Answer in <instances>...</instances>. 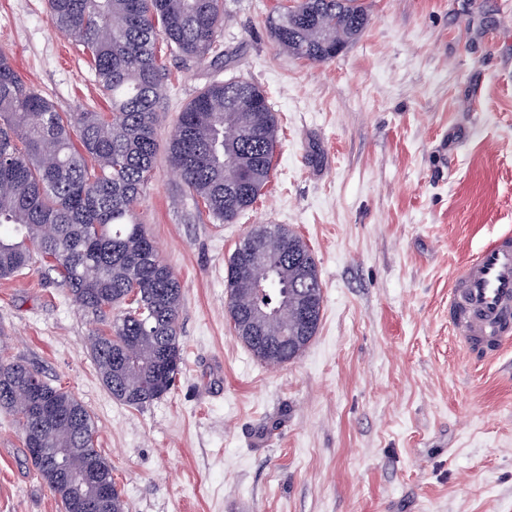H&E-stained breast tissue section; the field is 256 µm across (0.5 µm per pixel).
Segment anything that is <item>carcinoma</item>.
I'll return each instance as SVG.
<instances>
[{"label":"carcinoma","mask_w":512,"mask_h":512,"mask_svg":"<svg viewBox=\"0 0 512 512\" xmlns=\"http://www.w3.org/2000/svg\"><path fill=\"white\" fill-rule=\"evenodd\" d=\"M48 20L80 43L107 112H59L0 50V278L39 257L86 312L112 311L109 333L89 338L100 380L114 399L141 408L182 374V289L134 211L158 153L155 126L165 95L158 44L217 61L224 0H47ZM369 23L358 0H294L269 19L279 50L311 63L336 57ZM278 120L262 89L245 80L205 87L182 110L166 159L208 214L234 222L261 196L273 169ZM227 310L239 340L260 361L285 364L317 333L322 286L314 254L275 224L239 241L226 275ZM51 393L61 417L37 428L14 397L31 385ZM0 410L12 413L23 447L64 450L79 468L112 463L95 448L94 420L71 393L25 363L0 357ZM37 477L66 504L71 488L49 465Z\"/></svg>","instance_id":"carcinoma-1"}]
</instances>
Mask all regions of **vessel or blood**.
Instances as JSON below:
<instances>
[{
	"instance_id": "vessel-or-blood-1",
	"label": "vessel or blood",
	"mask_w": 512,
	"mask_h": 512,
	"mask_svg": "<svg viewBox=\"0 0 512 512\" xmlns=\"http://www.w3.org/2000/svg\"><path fill=\"white\" fill-rule=\"evenodd\" d=\"M448 323L468 352L497 354L512 339V234L486 244L455 276Z\"/></svg>"
}]
</instances>
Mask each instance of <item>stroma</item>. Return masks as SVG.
Returning <instances> with one entry per match:
<instances>
[{"label":"stroma","instance_id":"obj_1","mask_svg":"<svg viewBox=\"0 0 512 512\" xmlns=\"http://www.w3.org/2000/svg\"><path fill=\"white\" fill-rule=\"evenodd\" d=\"M369 24L335 59L279 50L289 0H224L223 56L163 49L157 137L232 78L280 125L270 180L232 224L158 154L136 205L182 287L177 387L140 409L112 398L87 350L108 320L43 264L0 279V356L72 392L129 512H512V341L486 359L448 325V286L512 231V0H361ZM0 49L61 112L104 111L81 47L47 0H0ZM255 224L313 251L318 331L269 366L235 336L225 272ZM0 512H63L0 411Z\"/></svg>","mask_w":512,"mask_h":512}]
</instances>
